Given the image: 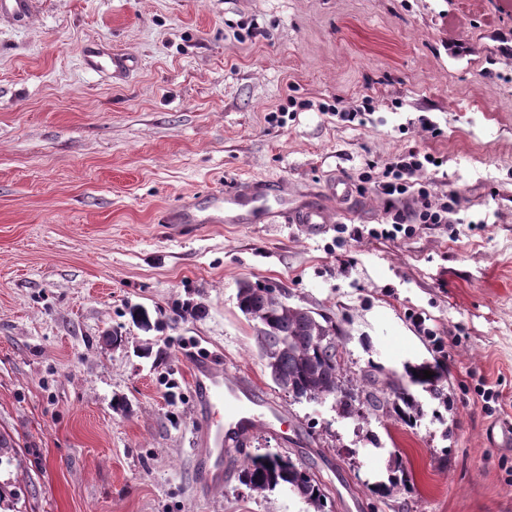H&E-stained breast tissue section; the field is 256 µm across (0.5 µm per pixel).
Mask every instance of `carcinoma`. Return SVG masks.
<instances>
[{
  "label": "carcinoma",
  "mask_w": 512,
  "mask_h": 512,
  "mask_svg": "<svg viewBox=\"0 0 512 512\" xmlns=\"http://www.w3.org/2000/svg\"><path fill=\"white\" fill-rule=\"evenodd\" d=\"M237 305L254 323L259 354L280 390L296 399H332L343 418L393 413L410 423L419 416V405L403 383L381 380L371 370L356 377L348 374L343 336L331 316L290 303L286 291L276 296L267 285L248 281L238 288ZM425 369L432 378H423ZM407 376L411 382L427 386L433 398L448 403L441 386V363L410 369ZM239 479L257 494L286 488L303 499L312 512H325L326 495L321 483L286 455L243 454Z\"/></svg>",
  "instance_id": "cac0c4a2"
}]
</instances>
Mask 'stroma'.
<instances>
[{
    "label": "stroma",
    "mask_w": 512,
    "mask_h": 512,
    "mask_svg": "<svg viewBox=\"0 0 512 512\" xmlns=\"http://www.w3.org/2000/svg\"><path fill=\"white\" fill-rule=\"evenodd\" d=\"M128 58L87 70L83 47ZM371 98L361 124L339 114ZM282 113L273 122L269 113ZM430 128H423L422 120ZM439 157L448 224L389 221L368 164ZM347 178L351 203L325 197ZM247 179L323 201L330 222L164 216ZM362 238L350 237L351 226ZM331 314L354 374L444 359L443 407L345 419L270 380L238 309L242 281ZM201 304L176 319V304ZM165 317L134 325L129 307ZM121 336L120 344L104 339ZM250 377L285 432L255 429L200 486L205 413L191 363ZM497 399H483L484 389ZM512 0H32L0 10V512H310L238 480L241 453L310 468L330 512H512ZM401 459L408 487L382 496Z\"/></svg>",
    "instance_id": "obj_1"
}]
</instances>
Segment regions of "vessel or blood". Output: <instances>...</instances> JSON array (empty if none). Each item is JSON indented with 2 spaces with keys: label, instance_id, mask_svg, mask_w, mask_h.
Returning a JSON list of instances; mask_svg holds the SVG:
<instances>
[{
  "label": "vessel or blood",
  "instance_id": "vessel-or-blood-1",
  "mask_svg": "<svg viewBox=\"0 0 512 512\" xmlns=\"http://www.w3.org/2000/svg\"><path fill=\"white\" fill-rule=\"evenodd\" d=\"M84 65L92 71H112L119 75L126 71V58L86 51ZM278 203V216L288 224L327 223V210L313 201L289 200L274 183L266 180L250 181L224 192V204L216 208L212 218L216 224H249L255 214L263 210L268 200ZM192 383L206 404L211 416L205 428L206 452L202 474L206 482L216 483L224 478V446L236 435L263 426L274 427L280 412L244 375L232 376L200 360L192 365Z\"/></svg>",
  "mask_w": 512,
  "mask_h": 512
}]
</instances>
